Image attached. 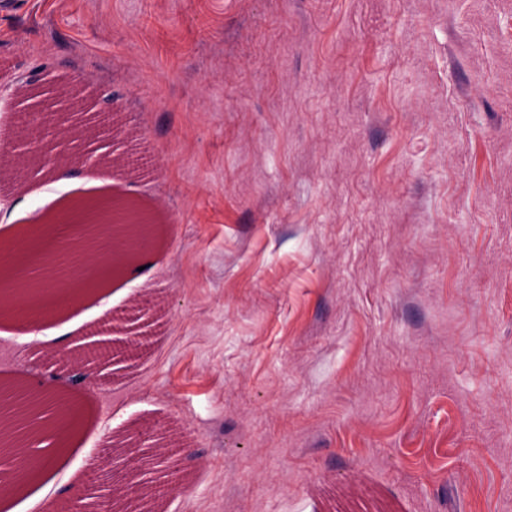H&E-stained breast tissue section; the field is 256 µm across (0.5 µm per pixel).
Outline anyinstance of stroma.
Masks as SVG:
<instances>
[{"instance_id": "1", "label": "stroma", "mask_w": 512, "mask_h": 512, "mask_svg": "<svg viewBox=\"0 0 512 512\" xmlns=\"http://www.w3.org/2000/svg\"><path fill=\"white\" fill-rule=\"evenodd\" d=\"M78 77L147 174L21 175L0 235L82 199L163 224L0 383L145 300L140 358L15 499L178 449L157 512H512V0H9L0 79Z\"/></svg>"}]
</instances>
